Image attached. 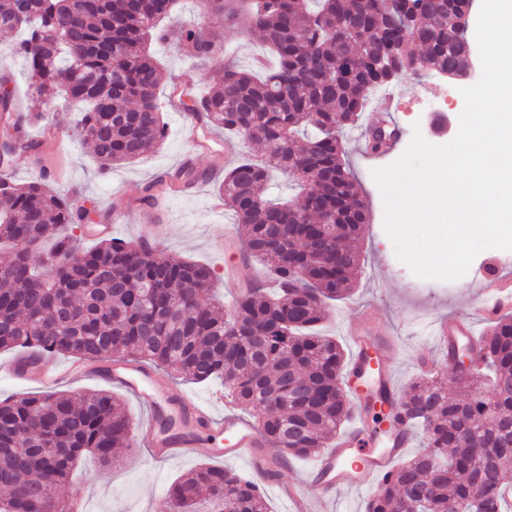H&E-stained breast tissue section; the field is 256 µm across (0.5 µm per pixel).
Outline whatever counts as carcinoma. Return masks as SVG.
I'll list each match as a JSON object with an SVG mask.
<instances>
[{
	"instance_id": "obj_1",
	"label": "carcinoma",
	"mask_w": 512,
	"mask_h": 512,
	"mask_svg": "<svg viewBox=\"0 0 512 512\" xmlns=\"http://www.w3.org/2000/svg\"><path fill=\"white\" fill-rule=\"evenodd\" d=\"M237 2L199 0L205 22L168 27L177 0H0V29L19 34L8 53L25 59L29 90L50 104H83L76 128L104 170L165 138L151 41L173 40L210 60L223 48L212 18L258 30L273 66L262 75L226 66L189 111L255 143L303 194L300 204L271 202L272 169L259 160L224 173L225 209L276 288H254L225 310L202 301L215 288L209 266L113 238L86 247L76 234L85 209L72 197L16 183L13 158L40 148L20 128L40 115L18 111L4 91L0 119L14 134L0 159V350L120 355L185 382L217 380L254 412L280 456H314L352 411L346 351L319 332L328 302L351 291L367 223L340 132L358 123L373 90L417 71L422 57L466 71L461 18L473 0H425L413 39L398 36L402 0H254L246 12ZM377 30L392 36L380 40ZM199 178L186 162L161 180L188 190ZM159 181L144 187L147 198ZM466 353L491 377L489 390L473 387L470 365L455 360L456 395L423 374L401 392L396 413L365 403L379 425H420L425 446L379 480L364 512H502L512 489V314L491 320ZM132 445L131 420L109 392L0 401V512H68L56 490L78 460L91 454L108 465L113 450ZM202 500L225 512H268L259 484L209 464L175 481L160 512H197Z\"/></svg>"
}]
</instances>
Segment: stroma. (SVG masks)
I'll list each match as a JSON object with an SVG mask.
<instances>
[{"mask_svg":"<svg viewBox=\"0 0 512 512\" xmlns=\"http://www.w3.org/2000/svg\"><path fill=\"white\" fill-rule=\"evenodd\" d=\"M14 39L10 32L0 35V71L11 72L13 80L8 88L14 92L22 111L40 116L38 122L25 126L26 135L38 138L49 125L65 133L62 141L43 144L36 152L17 159L13 167L15 180L34 182L47 169H60L63 177L54 182V189L74 195L81 205L93 209L95 223L112 224L113 237L132 241L141 228L137 211L142 205L145 184L185 162H192L206 172V180L191 190L159 200L150 218L152 234L168 254L209 265L216 277V295L224 303H231L236 287L225 278L224 266L249 258L250 249L237 232L232 213L211 209L210 202L216 198L224 175L215 171L212 156L191 142L196 136L220 143L224 136L203 127L193 136L182 132V119L171 92L188 76L194 82V93H204L217 83L227 62L254 69L255 58L269 56L259 33L245 31L237 24L225 25L223 51L208 61L196 59L186 49L151 43L150 52L162 68L158 98L167 136L156 152L108 171L102 170L91 146L75 135V109L52 107L44 98L30 95L24 58L4 53ZM462 87L460 81H445L424 73L405 72L395 78L388 89L397 95L393 123L400 129L401 138L383 156L366 154L360 130L346 129L347 160L369 221L359 243L362 269L354 289L347 298L334 302L331 318L322 328L324 334L346 342L347 323L363 310H371L375 335L393 339L397 345L393 366L400 386H407L418 375L416 360L425 357L440 366L439 378L452 394L457 391V373L449 368L435 332L441 320L465 308L472 280L462 277L448 284L423 279L398 259L394 243L385 230L384 198L373 173L395 163L414 133H421L434 145L450 142L458 132L459 115L464 108ZM211 461L205 447L169 460L154 457L149 449L142 447L114 451L111 464L106 466L91 458L83 459L79 464L82 475L79 486L84 493L86 512H156L158 502L174 481Z\"/></svg>","mask_w":512,"mask_h":512,"instance_id":"stroma-1","label":"stroma"}]
</instances>
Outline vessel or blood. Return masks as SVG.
<instances>
[{
	"label": "vessel or blood",
	"mask_w": 512,
	"mask_h": 512,
	"mask_svg": "<svg viewBox=\"0 0 512 512\" xmlns=\"http://www.w3.org/2000/svg\"><path fill=\"white\" fill-rule=\"evenodd\" d=\"M476 300L480 315L487 318L512 309V277L504 275L498 263L481 267L476 278ZM436 334L443 345L461 346L473 340V323L462 313L442 321ZM347 336L352 348L347 383L353 393L355 422L317 459L309 494L302 496L295 486H285V493L296 502V512L325 506L336 489L373 485L412 443L414 433L409 422L395 423L377 433L367 425L365 398L385 396V406L390 409L399 396L396 376L389 366L380 363L389 349L388 341L371 337L364 322L358 320L349 322ZM35 373L47 388L90 374L142 400L149 409L142 441L154 455L184 454L198 447L206 434L212 440L210 454L215 459L246 460L259 476L283 465L257 422L231 410L214 415L171 387L156 370L124 357L115 356L92 367L82 360L62 367L41 363Z\"/></svg>",
	"instance_id": "vessel-or-blood-1"
}]
</instances>
